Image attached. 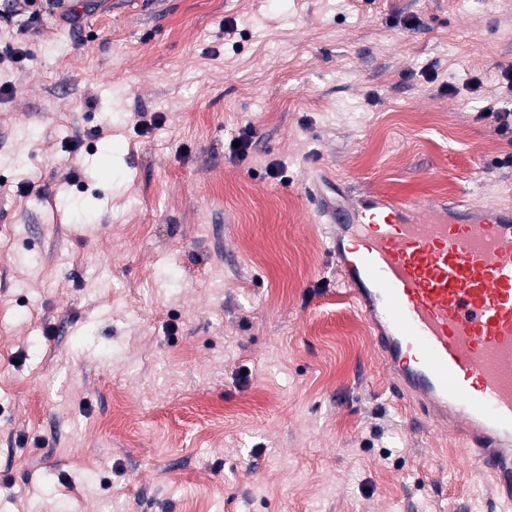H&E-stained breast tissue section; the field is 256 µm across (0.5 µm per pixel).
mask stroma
Returning a JSON list of instances; mask_svg holds the SVG:
<instances>
[{
    "label": "stroma",
    "instance_id": "obj_1",
    "mask_svg": "<svg viewBox=\"0 0 512 512\" xmlns=\"http://www.w3.org/2000/svg\"><path fill=\"white\" fill-rule=\"evenodd\" d=\"M69 6L0 26V512H512L320 215L512 204V0Z\"/></svg>",
    "mask_w": 512,
    "mask_h": 512
}]
</instances>
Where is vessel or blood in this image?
Here are the masks:
<instances>
[{
	"mask_svg": "<svg viewBox=\"0 0 512 512\" xmlns=\"http://www.w3.org/2000/svg\"><path fill=\"white\" fill-rule=\"evenodd\" d=\"M455 214L366 194L330 213L331 248L404 399L511 502L512 208Z\"/></svg>",
	"mask_w": 512,
	"mask_h": 512,
	"instance_id": "obj_1",
	"label": "vessel or blood"
}]
</instances>
